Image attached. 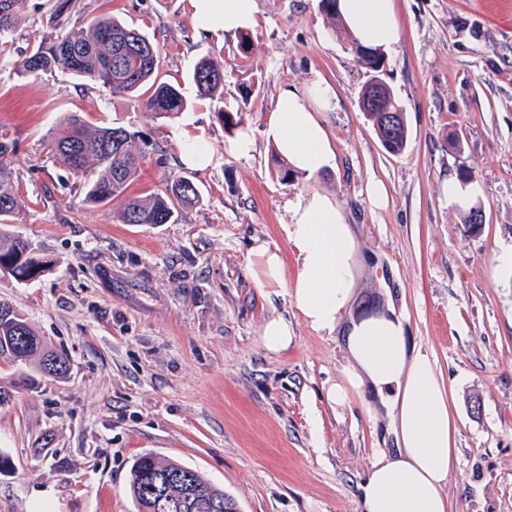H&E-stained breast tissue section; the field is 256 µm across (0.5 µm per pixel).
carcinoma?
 Segmentation results:
<instances>
[{"instance_id":"carcinoma-1","label":"carcinoma","mask_w":512,"mask_h":512,"mask_svg":"<svg viewBox=\"0 0 512 512\" xmlns=\"http://www.w3.org/2000/svg\"><path fill=\"white\" fill-rule=\"evenodd\" d=\"M21 0H0V40L14 33ZM22 77L61 70L75 79L100 85L128 98L155 120L173 119L186 108L181 89L160 77V51L153 40L114 16L96 17L80 27L21 53L15 63ZM191 79L203 97H213L224 87V64L210 57L199 61ZM379 109L365 113L380 132L379 140L391 154L407 146L405 122L386 124L385 110L396 107L387 92L379 96ZM142 132L123 126H95L78 113L66 115L45 142V149L64 170L84 178V202L122 201V224H171L178 213L200 203V188L186 176H172L162 189L144 196L128 194L145 159ZM11 143L0 141V225L19 212L22 188L15 183L5 155ZM49 270L48 261L31 243L0 228V275L17 282L29 281ZM0 358L11 364L34 365L55 379L66 378L68 356L51 347L29 324L19 309L0 299ZM165 475L188 481L196 507L192 512H238L224 489L208 483L196 470L154 453L137 457L130 468L129 492L137 512H152V482Z\"/></svg>"}]
</instances>
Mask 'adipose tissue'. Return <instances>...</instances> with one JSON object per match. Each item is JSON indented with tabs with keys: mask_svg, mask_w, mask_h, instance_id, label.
Masks as SVG:
<instances>
[{
	"mask_svg": "<svg viewBox=\"0 0 512 512\" xmlns=\"http://www.w3.org/2000/svg\"><path fill=\"white\" fill-rule=\"evenodd\" d=\"M195 29L235 34L254 27L255 0H190ZM339 13L362 46L390 49L398 40L394 0H339ZM334 93L320 80L282 89L265 130L289 166L309 176L331 168L336 153L319 119ZM298 268L285 276L279 249L252 248L258 287L288 288L292 303L318 332L339 337L345 362L326 390L334 405L375 395L394 444L382 449L362 485L363 512H448L445 487L458 450L450 395L430 354L411 335L393 302L357 307V286L367 269L354 225L329 194L298 198L284 227Z\"/></svg>",
	"mask_w": 512,
	"mask_h": 512,
	"instance_id": "obj_1",
	"label": "adipose tissue"
}]
</instances>
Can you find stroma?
Here are the masks:
<instances>
[{"label":"stroma","mask_w":512,"mask_h":512,"mask_svg":"<svg viewBox=\"0 0 512 512\" xmlns=\"http://www.w3.org/2000/svg\"><path fill=\"white\" fill-rule=\"evenodd\" d=\"M55 0H22L13 41L0 49V140L24 189L9 232L52 263L25 283L0 279L8 298L70 359L67 379L35 374L0 405V512H135L131 465L152 452L197 469L240 512H362L361 484L383 444L362 399L332 408L325 394L344 363L340 341L312 329L282 288L257 287L255 241L297 258L283 226L299 196H335L367 254L381 264L362 281L367 303L390 287L412 336L428 348L453 393L459 464L449 512H512V0H395L400 36L385 81L408 129L406 149L382 147L358 108L367 80L347 29L332 30L319 0H255L253 51L239 36L203 37L190 0H74L69 25L109 14L161 47V77L188 106L154 120L133 101L55 72L19 77L14 62L64 28ZM205 57L224 63V89L200 96L189 75ZM324 79L336 92L321 113L333 168L282 180L286 161L265 136L281 89ZM261 91L243 100L242 86ZM241 111L250 154L218 111ZM69 112L98 126L142 131L148 157L131 186L143 194L171 175L196 182L198 206L172 224H122L118 205H84L83 178L48 157L43 142ZM208 142L212 165L180 160L185 138ZM478 181L483 222L449 207L448 177ZM382 183L387 204L372 205ZM280 315L294 340L266 353L259 331Z\"/></svg>","instance_id":"35a3bbf8"}]
</instances>
